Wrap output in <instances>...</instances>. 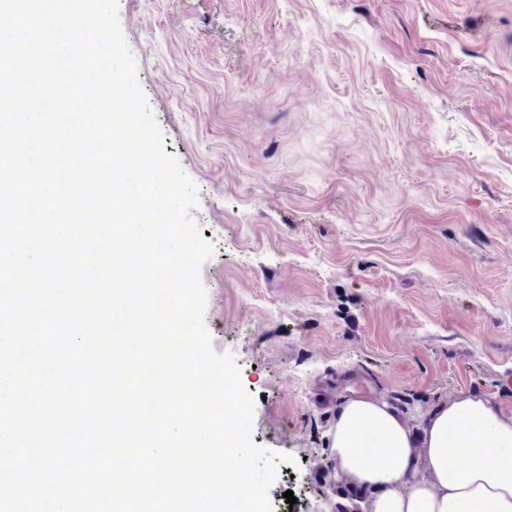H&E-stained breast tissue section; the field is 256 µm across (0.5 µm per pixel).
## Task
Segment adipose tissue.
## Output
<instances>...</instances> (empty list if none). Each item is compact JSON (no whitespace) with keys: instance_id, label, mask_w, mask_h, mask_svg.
<instances>
[{"instance_id":"adipose-tissue-1","label":"adipose tissue","mask_w":512,"mask_h":512,"mask_svg":"<svg viewBox=\"0 0 512 512\" xmlns=\"http://www.w3.org/2000/svg\"><path fill=\"white\" fill-rule=\"evenodd\" d=\"M327 448L338 476L370 489L365 512H512V410L490 397L457 393L414 426L385 398L354 392Z\"/></svg>"}]
</instances>
